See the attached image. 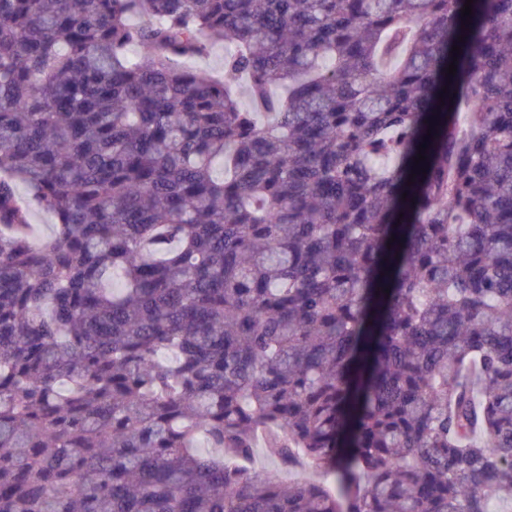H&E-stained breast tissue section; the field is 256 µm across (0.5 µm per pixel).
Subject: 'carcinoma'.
<instances>
[{
	"mask_svg": "<svg viewBox=\"0 0 512 512\" xmlns=\"http://www.w3.org/2000/svg\"><path fill=\"white\" fill-rule=\"evenodd\" d=\"M465 2L0 0V512H512V0ZM198 69L204 70L212 76H219L224 68V47L222 43H215L207 56L191 63Z\"/></svg>",
	"mask_w": 512,
	"mask_h": 512,
	"instance_id": "carcinoma-1",
	"label": "carcinoma"
}]
</instances>
